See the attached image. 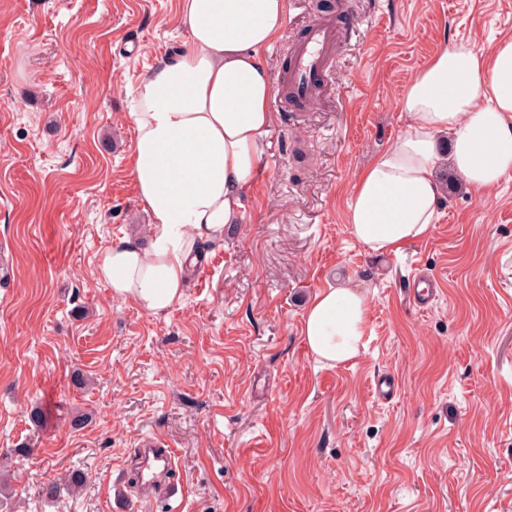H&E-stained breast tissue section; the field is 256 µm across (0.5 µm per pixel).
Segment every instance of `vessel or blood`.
Masks as SVG:
<instances>
[{"mask_svg": "<svg viewBox=\"0 0 512 512\" xmlns=\"http://www.w3.org/2000/svg\"><path fill=\"white\" fill-rule=\"evenodd\" d=\"M340 30L334 16L316 18L306 34L289 49L284 79L276 89L278 102L287 103L289 111L309 109L320 97L328 77V64L336 53ZM141 457V482L155 486L162 471L174 465L173 449L158 437L146 438Z\"/></svg>", "mask_w": 512, "mask_h": 512, "instance_id": "1", "label": "vessel or blood"}]
</instances>
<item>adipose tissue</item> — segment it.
Masks as SVG:
<instances>
[{
    "mask_svg": "<svg viewBox=\"0 0 512 512\" xmlns=\"http://www.w3.org/2000/svg\"><path fill=\"white\" fill-rule=\"evenodd\" d=\"M288 0H180L187 48L161 62L136 90L131 171L151 216L149 247L126 237L102 254L98 274L113 297L152 315L181 300L199 248L241 220L242 193L274 114L263 53L279 37ZM406 131L360 172L346 224L377 254L424 238L437 216L435 171L449 163L475 190L512 173V40L483 57L466 44L434 55L405 88ZM452 136L448 154L437 137ZM367 299L355 285L320 288L302 334L319 361L358 355Z\"/></svg>",
    "mask_w": 512,
    "mask_h": 512,
    "instance_id": "ef3b65f1",
    "label": "adipose tissue"
}]
</instances>
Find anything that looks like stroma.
Wrapping results in <instances>:
<instances>
[{
  "instance_id": "35a3bbf8",
  "label": "stroma",
  "mask_w": 512,
  "mask_h": 512,
  "mask_svg": "<svg viewBox=\"0 0 512 512\" xmlns=\"http://www.w3.org/2000/svg\"><path fill=\"white\" fill-rule=\"evenodd\" d=\"M344 2L321 97L275 109L241 223L155 316L97 265L150 222L129 114L187 46L178 0H0V462L18 476L0 512H512V175L442 192L398 255L346 224L357 175L407 127L404 86L443 49L512 40V0ZM320 4L288 0L273 79ZM419 269L440 287L426 309ZM339 279L367 296V338L328 366L302 320ZM148 436L174 449V488L126 496ZM74 470L80 493L47 499Z\"/></svg>"
}]
</instances>
